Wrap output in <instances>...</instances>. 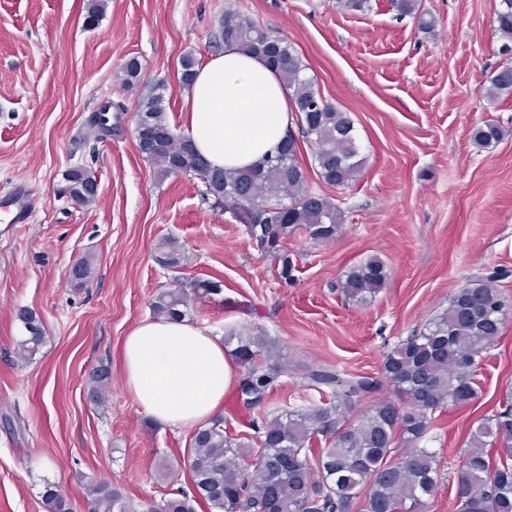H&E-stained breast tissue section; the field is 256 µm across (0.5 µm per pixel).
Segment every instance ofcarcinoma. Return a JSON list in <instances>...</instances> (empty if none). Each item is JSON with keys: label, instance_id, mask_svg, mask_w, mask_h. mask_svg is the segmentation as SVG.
<instances>
[{"label": "carcinoma", "instance_id": "carcinoma-1", "mask_svg": "<svg viewBox=\"0 0 512 512\" xmlns=\"http://www.w3.org/2000/svg\"><path fill=\"white\" fill-rule=\"evenodd\" d=\"M402 15H413L424 31L434 18L420 10L419 0H392ZM496 32L502 50H512V0H500ZM213 43L233 44L261 58L291 91V104L301 138L288 134V153L275 152L253 169L212 167L193 149L182 148L186 137L166 119L162 98L148 94L138 104L137 147L160 174L185 175L199 180L215 204H229L245 226L253 246L272 257L284 281L292 279L293 261L284 242L297 230L315 243L332 242L341 232L342 211L329 197L309 186L308 168L328 185L342 187L359 175L357 133L350 116L324 102L315 78L288 40L262 25L247 11L228 9L218 21ZM487 95H512V65L506 64L489 80ZM111 105L94 114L87 134L95 138L115 131ZM498 125L486 123L473 132L479 145L489 148L501 138ZM307 143L310 165L299 160L298 141ZM98 179L85 167L62 174L60 196L72 194L82 205L98 200ZM186 256L176 239L159 240L157 264L171 271L184 266ZM79 275L72 283L87 285L93 276L89 259L76 262ZM389 279L385 263L370 257L344 271L343 291L352 298L376 293ZM220 281L194 279L158 292L153 315L183 319L192 301L218 295ZM505 300L488 279H471L448 299L444 312L387 353L386 381L395 397L377 400L355 420L348 411L363 398H374L382 382L349 375L333 367L315 366L293 357L279 361L274 346H261L258 336L230 335L228 354L241 369L236 399L245 409L267 403L278 377L296 374L319 400L300 410L276 411L251 423L252 434H233L217 417L194 429L182 465L190 473V488H176L148 512H426L428 500L441 480L439 452L422 446L432 430L435 414L469 406L480 399L478 373L485 354L502 333ZM22 336L15 354L30 362L45 342L42 320L35 312L16 314ZM89 397L105 403L110 371L99 366L88 373ZM455 512H512V386L500 409L479 419L470 433L462 464L455 472ZM89 512H131L122 491L95 480L87 489ZM51 512H69L64 495L46 487Z\"/></svg>", "mask_w": 512, "mask_h": 512}]
</instances>
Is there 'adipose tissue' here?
<instances>
[{
  "label": "adipose tissue",
  "mask_w": 512,
  "mask_h": 512,
  "mask_svg": "<svg viewBox=\"0 0 512 512\" xmlns=\"http://www.w3.org/2000/svg\"><path fill=\"white\" fill-rule=\"evenodd\" d=\"M185 106V135L216 168L256 167L288 135V91L263 60L232 45L199 68ZM122 365L140 406L160 423L183 427L219 415L234 369L221 337L166 319L126 336Z\"/></svg>",
  "instance_id": "1"
}]
</instances>
